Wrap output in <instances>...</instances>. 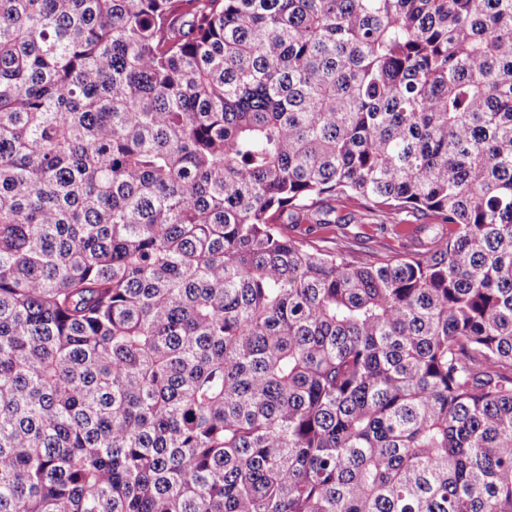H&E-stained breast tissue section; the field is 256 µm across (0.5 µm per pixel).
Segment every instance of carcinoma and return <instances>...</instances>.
<instances>
[{
    "label": "carcinoma",
    "instance_id": "carcinoma-1",
    "mask_svg": "<svg viewBox=\"0 0 512 512\" xmlns=\"http://www.w3.org/2000/svg\"><path fill=\"white\" fill-rule=\"evenodd\" d=\"M0 512H512V0H0ZM290 229L285 227L286 231H290L295 235L308 234V238L315 241H326L322 244L331 246V247H352L354 249H360L362 244L360 241L354 240L353 235L356 232H361L360 239L365 240V242H369L368 245L377 248L382 253L386 255H395V254H403L407 250V245L409 244V238H396L390 231L381 232L378 230V227L374 224H364L359 225L358 227L351 226L350 233H348L347 237L342 236L340 230L330 225H317V224H300L297 228ZM370 238V239H368Z\"/></svg>",
    "mask_w": 512,
    "mask_h": 512
}]
</instances>
